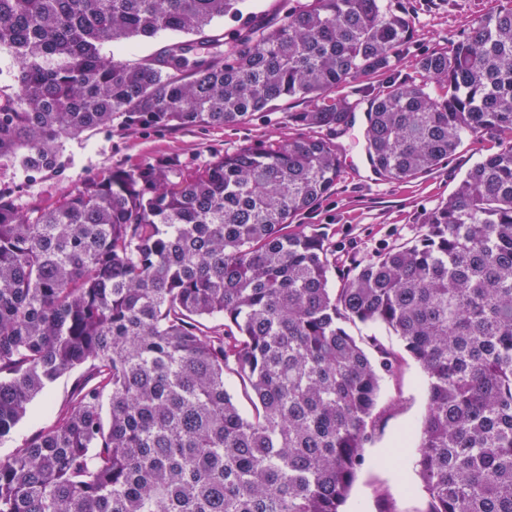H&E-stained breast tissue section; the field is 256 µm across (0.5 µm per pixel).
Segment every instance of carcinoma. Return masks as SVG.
<instances>
[{
  "instance_id": "carcinoma-1",
  "label": "carcinoma",
  "mask_w": 512,
  "mask_h": 512,
  "mask_svg": "<svg viewBox=\"0 0 512 512\" xmlns=\"http://www.w3.org/2000/svg\"><path fill=\"white\" fill-rule=\"evenodd\" d=\"M253 16L249 0H0L17 66L3 165L54 170L60 138L117 118L223 127L297 97L308 109L288 118L317 131L111 170L29 212L0 190V440L76 374L51 423L0 456V512H342L402 362L358 325L425 373V512H512V0L421 56L417 83L397 77L412 18L388 0ZM217 19L235 35L205 33ZM160 33L180 39L141 63L103 53ZM362 104L385 180L437 169L469 135L497 146L418 237L334 287L336 245L289 227L336 185L334 136Z\"/></svg>"
}]
</instances>
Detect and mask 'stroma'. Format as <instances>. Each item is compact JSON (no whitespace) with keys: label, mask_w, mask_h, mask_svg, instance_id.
<instances>
[{"label":"stroma","mask_w":512,"mask_h":512,"mask_svg":"<svg viewBox=\"0 0 512 512\" xmlns=\"http://www.w3.org/2000/svg\"><path fill=\"white\" fill-rule=\"evenodd\" d=\"M391 2L406 6L413 18L411 40L398 67L399 78L409 80L418 77L417 61L421 55L447 47L449 40L461 35L474 19L495 5L494 0ZM307 107V102L293 99L258 115L249 124L230 127H141L129 131L116 122L108 129L63 138L60 169L30 175L0 167V188L11 190L19 210L29 211L62 201L90 177L109 169L129 170L163 159L200 167L217 153L306 136V129L293 124L288 115ZM491 147L487 138L467 137L449 163L409 184L380 180L354 160L345 163L333 191L299 215L293 227L325 236L344 257L370 255L409 242L419 235L424 213L446 201L459 176ZM72 381V375H64L33 400L12 440L0 442V456L50 424L67 402ZM381 398L395 401L396 406L383 416L374 439L364 450L366 463L357 474L344 512H379L387 500L394 502L398 512H425V498L410 492L407 484L413 475L412 449L397 456L392 453L402 435L417 431L425 411L423 373L413 359H406L397 375L383 381ZM381 457L392 458V466H377Z\"/></svg>","instance_id":"35a3bbf8"}]
</instances>
